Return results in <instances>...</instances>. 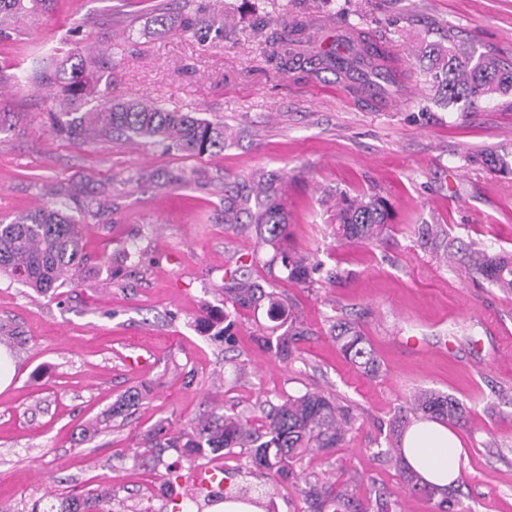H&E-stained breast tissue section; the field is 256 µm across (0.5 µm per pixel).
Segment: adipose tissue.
Returning <instances> with one entry per match:
<instances>
[{"label":"adipose tissue","mask_w":512,"mask_h":512,"mask_svg":"<svg viewBox=\"0 0 512 512\" xmlns=\"http://www.w3.org/2000/svg\"><path fill=\"white\" fill-rule=\"evenodd\" d=\"M405 462L422 479L445 488L459 475V446L455 436L438 422L420 419L408 429L403 440Z\"/></svg>","instance_id":"adipose-tissue-1"}]
</instances>
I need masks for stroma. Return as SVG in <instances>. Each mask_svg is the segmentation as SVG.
Returning a JSON list of instances; mask_svg holds the SVG:
<instances>
[{"label": "stroma", "instance_id": "35a3bbf8", "mask_svg": "<svg viewBox=\"0 0 512 512\" xmlns=\"http://www.w3.org/2000/svg\"><path fill=\"white\" fill-rule=\"evenodd\" d=\"M242 11L223 40L200 41L153 25L178 0H53L48 13L0 36V111L16 113L0 133V220L45 203L75 217L92 269L79 285L43 296L0 276V327L15 364L0 390V512H51L68 490L112 487L113 512L139 502L171 512L189 493L177 472L136 458L142 435L170 433L217 409L319 390L354 416L342 447L304 457L278 479L274 512H308L305 480L357 479L385 491L401 512H438L406 493L385 451L390 424L420 389L464 404L455 428L463 452L454 484L458 512H512V295L468 276L416 230L442 225L449 238L512 254V174L491 171L490 152L512 148V92L463 112L435 105L413 47L460 43L512 63V0H308L362 9L376 42L406 56L408 89L385 103L353 94L333 73L267 65V31L288 0H211ZM112 46L113 99L149 98L223 122V152L187 156L123 136L80 143L58 135L52 114L62 63ZM273 172L288 214L285 250L319 269L299 286L267 267L254 230L224 221L225 187ZM376 193L391 208L380 241L346 244L333 219L337 193ZM259 254L252 275L287 296L273 321L266 306L234 313V349L207 331L223 316L224 273ZM357 320L381 365H351L329 336L330 318ZM304 329L293 359L270 358L260 334ZM418 346H410L409 338ZM194 380H187V372ZM148 390L120 426L87 441L77 428L123 394Z\"/></svg>", "mask_w": 512, "mask_h": 512}]
</instances>
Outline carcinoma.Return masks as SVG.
<instances>
[{
    "instance_id": "cac0c4a2",
    "label": "carcinoma",
    "mask_w": 512,
    "mask_h": 512,
    "mask_svg": "<svg viewBox=\"0 0 512 512\" xmlns=\"http://www.w3.org/2000/svg\"><path fill=\"white\" fill-rule=\"evenodd\" d=\"M52 0H0V32L21 20L49 8ZM363 16L351 19L347 8L326 11L320 28L336 26V41L316 53L309 50L315 42L309 22L292 18L270 36L265 61L279 71H293L306 66L318 72L329 70L336 78L350 80L351 91L372 100L384 99L406 86L408 70L402 58L390 50L376 51L366 37ZM174 23L183 33L200 39H222L233 32L232 21L211 11L207 0H185L183 11ZM417 54L428 59L423 73L426 81L443 91L447 101L461 105L464 112L475 109L485 99L512 91V66L494 56L475 49L464 50L453 45L430 43L419 47ZM112 70V53L102 49L92 56V64L82 60L71 65L70 78L64 84L60 111L54 113L59 133L76 142L112 133L130 138L163 143L187 155L201 157L224 150L228 139L224 123L198 119L190 112L168 109L151 100L131 99L112 102L102 96L98 105L84 109L88 99L99 93L103 70ZM282 187L276 176L260 173L249 183L224 191V223L238 224L241 215L255 225L261 240L274 250L271 262H280L284 279L300 284L312 282L317 266L309 257L281 250L287 227L281 203ZM336 236L348 243L369 244L381 240L391 220L387 203L379 196L363 194L336 196ZM436 224H424L418 230L421 245L441 247L444 253L464 266L468 273L480 277L501 290L512 292V257L492 250L488 245L470 244L461 253L441 240ZM88 256L84 251L77 220L65 210L45 204L18 214L8 223L0 221V273L22 282L39 294L55 292L65 284L83 278ZM246 263L225 272L224 303L233 310L247 309L262 300L268 302V316L278 319L287 299L268 291L251 274L244 272ZM330 334L343 357L366 372L379 371L380 364L369 341L356 322L337 321ZM305 332L292 325L282 335L260 336L258 343L272 357L284 362L292 358L295 344ZM141 391L129 392L81 429V440L112 428V420L137 407L144 399ZM262 419L258 428L249 425L245 412L218 415L213 413L197 420L190 430L178 436L165 434V427L154 428L142 436L144 452L151 453L156 465L163 463L168 449L183 450L189 468L203 454L220 456L231 448H246L252 467L241 481L221 491L203 495V504L192 499L197 509L202 505L231 497L248 501L268 510L267 485L253 482L261 475L267 479L282 476L304 455L312 451L327 452L343 445L354 418L350 411L321 391H307L274 403L268 399L256 405ZM462 426L468 410L455 398L433 390L412 395L408 406L393 419L388 453L394 455L404 484L413 493L429 499L441 496V512H453L455 505L444 496V490L422 481L405 463L398 448L408 414ZM357 483L338 487L334 483L307 481L301 488L313 512H397L398 502L378 493L375 510L370 511L356 493ZM112 500V486L104 485L86 492L68 494L58 499L56 512H111L105 504Z\"/></svg>"
}]
</instances>
